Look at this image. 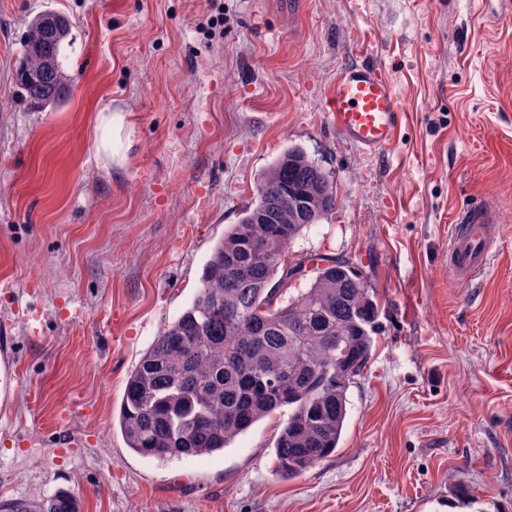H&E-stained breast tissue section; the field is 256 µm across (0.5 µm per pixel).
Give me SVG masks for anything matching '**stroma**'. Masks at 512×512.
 I'll list each match as a JSON object with an SVG mask.
<instances>
[{"label":"stroma","mask_w":512,"mask_h":512,"mask_svg":"<svg viewBox=\"0 0 512 512\" xmlns=\"http://www.w3.org/2000/svg\"><path fill=\"white\" fill-rule=\"evenodd\" d=\"M50 9L67 93L37 108L16 68ZM350 60L405 113L374 155L326 110ZM106 108L129 144L110 159ZM295 147L337 202L290 259L352 257L380 304L336 452L277 476L281 413L209 456L135 454L128 375ZM476 201L499 234L462 283L450 234ZM59 490L82 512H512V0H0V506Z\"/></svg>","instance_id":"stroma-1"}]
</instances>
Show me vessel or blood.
Listing matches in <instances>:
<instances>
[{"label":"vessel or blood","instance_id":"vessel-or-blood-1","mask_svg":"<svg viewBox=\"0 0 512 512\" xmlns=\"http://www.w3.org/2000/svg\"><path fill=\"white\" fill-rule=\"evenodd\" d=\"M337 132L363 152L376 154L389 146L404 112L392 84L380 67L364 61L344 64L326 98ZM499 222L494 206L466 205L456 214L449 274L469 282L485 271Z\"/></svg>","mask_w":512,"mask_h":512}]
</instances>
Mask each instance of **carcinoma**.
Here are the masks:
<instances>
[{
    "instance_id": "carcinoma-1",
    "label": "carcinoma",
    "mask_w": 512,
    "mask_h": 512,
    "mask_svg": "<svg viewBox=\"0 0 512 512\" xmlns=\"http://www.w3.org/2000/svg\"><path fill=\"white\" fill-rule=\"evenodd\" d=\"M66 15L29 23L16 81L34 106L63 101ZM336 209L329 174L292 148L263 173L257 200L224 232L191 305L128 375L119 411L127 448L147 458L221 451L286 407L276 439V474L299 476L331 456L347 415V391L371 357L379 306L352 259L327 258L309 287L284 301V258L301 232ZM58 491L34 509L80 512Z\"/></svg>"
}]
</instances>
